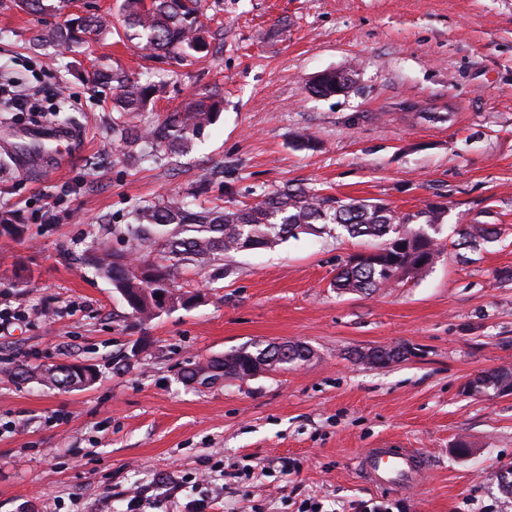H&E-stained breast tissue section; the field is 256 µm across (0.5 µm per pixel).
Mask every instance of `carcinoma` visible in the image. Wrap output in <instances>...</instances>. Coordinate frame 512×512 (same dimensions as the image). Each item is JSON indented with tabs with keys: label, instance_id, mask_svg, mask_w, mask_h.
<instances>
[{
	"label": "carcinoma",
	"instance_id": "obj_1",
	"mask_svg": "<svg viewBox=\"0 0 512 512\" xmlns=\"http://www.w3.org/2000/svg\"><path fill=\"white\" fill-rule=\"evenodd\" d=\"M203 17L202 0H122L119 22L127 35L145 41L155 59L183 61L209 49ZM112 28L110 15L93 12L41 31L33 41L37 46L46 43L67 50L88 35L105 37ZM92 81L110 84L114 90L112 111L121 113L124 120L112 126L113 135L127 148L142 144L165 156L185 153L216 122L222 106L216 93H195L161 121L142 126L136 119L166 92V84L143 83L121 69L110 73L95 70ZM310 91L319 96L337 93L336 71L324 73L311 84ZM444 214L442 205L402 213L383 202L344 200L290 185L267 192L250 205H215L200 210L192 209L186 199L172 196L137 207L134 223L127 227L128 234L141 247L163 241L160 257L141 258L135 263L125 261L132 269L150 268L151 278L125 276L116 265L114 254H93L91 263L112 282L133 314L149 320L156 313L147 304L145 294L171 288L174 273L182 263L195 260L208 264L224 260L231 252L272 249L300 233L320 232L336 224L352 237L380 240L375 250L381 252L383 263L375 264L363 256L355 262L349 259L337 271L333 287L341 293H372L427 270L425 266L414 265L409 255L427 247L429 253L438 256L430 230L442 222ZM497 235L493 225L479 222L467 224L459 231L460 244L467 246ZM259 354L258 348L242 347L210 366L218 365L224 369V376L240 379L245 376L244 366ZM39 376L42 382L56 388L75 390L81 383L79 375L71 372L68 365L45 367ZM478 379L484 382L482 392L500 394L504 388L512 387V370L491 369L479 374Z\"/></svg>",
	"mask_w": 512,
	"mask_h": 512
}]
</instances>
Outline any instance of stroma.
I'll return each instance as SVG.
<instances>
[{
    "mask_svg": "<svg viewBox=\"0 0 512 512\" xmlns=\"http://www.w3.org/2000/svg\"><path fill=\"white\" fill-rule=\"evenodd\" d=\"M210 51L171 66L115 34L70 51L33 46L42 28L116 0H70L32 16L0 0V72L39 89L42 112L0 111V142L28 125L71 126L74 154L18 170L0 149V303L25 319L0 333V512H512L495 475L512 468V393L467 391L512 367V0H203ZM124 69L167 91L151 122L185 95L215 92L218 122L178 165L128 164L112 134V90L97 69ZM326 70L348 89L310 92ZM315 141L305 149L297 134ZM293 184L400 212L445 206L439 256L372 294L331 283L375 239L338 229L186 263L177 292L194 304L133 316L88 250L134 254L133 206L172 195L194 207L250 204ZM48 222H40L41 212ZM496 224L474 247L453 230ZM293 341L309 361L251 380L185 379L187 367L242 347ZM406 349L385 367L361 353ZM95 365L82 390L43 386L41 368ZM468 441L474 454L452 451ZM399 443L431 460L398 492L363 480V449Z\"/></svg>",
    "mask_w": 512,
    "mask_h": 512,
    "instance_id": "35a3bbf8",
    "label": "stroma"
}]
</instances>
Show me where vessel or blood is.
<instances>
[{
  "label": "vessel or blood",
  "instance_id": "1",
  "mask_svg": "<svg viewBox=\"0 0 512 512\" xmlns=\"http://www.w3.org/2000/svg\"><path fill=\"white\" fill-rule=\"evenodd\" d=\"M19 138L25 147L17 154L19 169H26L28 150H43L54 147L66 151L73 150L78 141V133L72 127L53 129L28 128L20 132ZM359 470L371 485L394 491L418 484L429 469L427 457L413 448H371L359 460Z\"/></svg>",
  "mask_w": 512,
  "mask_h": 512
}]
</instances>
